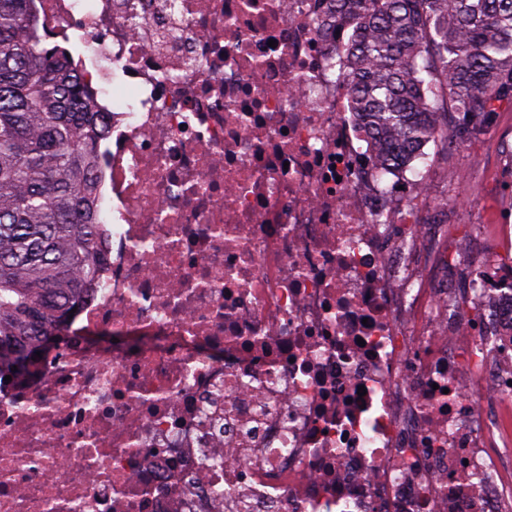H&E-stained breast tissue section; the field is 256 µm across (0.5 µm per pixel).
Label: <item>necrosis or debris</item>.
Masks as SVG:
<instances>
[{
    "instance_id": "obj_1",
    "label": "necrosis or debris",
    "mask_w": 512,
    "mask_h": 512,
    "mask_svg": "<svg viewBox=\"0 0 512 512\" xmlns=\"http://www.w3.org/2000/svg\"><path fill=\"white\" fill-rule=\"evenodd\" d=\"M39 0L111 127L96 282L0 383V512H512V258L375 187L323 0Z\"/></svg>"
}]
</instances>
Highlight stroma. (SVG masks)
<instances>
[{"label": "stroma", "instance_id": "35a3bbf8", "mask_svg": "<svg viewBox=\"0 0 512 512\" xmlns=\"http://www.w3.org/2000/svg\"><path fill=\"white\" fill-rule=\"evenodd\" d=\"M512 151V102H502L490 130L464 141L447 160L428 157L424 166L436 199H447L449 230L461 224H491L502 195H512V180L500 181L499 167Z\"/></svg>", "mask_w": 512, "mask_h": 512}]
</instances>
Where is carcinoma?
<instances>
[{
    "instance_id": "1",
    "label": "carcinoma",
    "mask_w": 512,
    "mask_h": 512,
    "mask_svg": "<svg viewBox=\"0 0 512 512\" xmlns=\"http://www.w3.org/2000/svg\"><path fill=\"white\" fill-rule=\"evenodd\" d=\"M321 30L349 50L342 78L366 160L399 172L448 161L512 101V0H326ZM34 0H0V372L22 367L96 279L94 186L104 115Z\"/></svg>"
}]
</instances>
